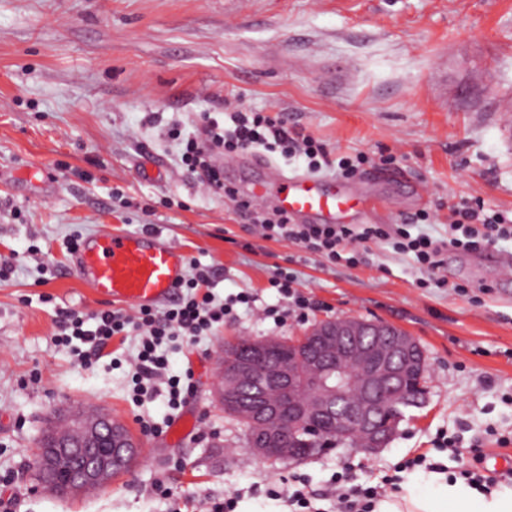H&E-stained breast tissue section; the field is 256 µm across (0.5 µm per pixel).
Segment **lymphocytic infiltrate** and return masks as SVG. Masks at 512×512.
<instances>
[{
	"mask_svg": "<svg viewBox=\"0 0 512 512\" xmlns=\"http://www.w3.org/2000/svg\"><path fill=\"white\" fill-rule=\"evenodd\" d=\"M230 126L218 121L206 120L181 140L180 160L184 166L197 173L208 190L232 196L226 188L217 168L211 164V151L233 153L237 151L278 152L282 157H301L310 172L318 173L336 169L339 175L348 177L359 172L367 163L366 155L331 159L327 147L312 137L301 133H290L286 120H274L261 112L233 108L229 116ZM454 222L453 238L436 240L426 234L411 235L405 227H386L380 224H293L288 216L279 215L276 220L254 225L253 233L262 238L278 237L303 245L306 249L325 255L330 261L341 260L348 246L369 240L391 242L394 249L413 254L427 271L442 267L441 255L447 248L470 250L480 241L512 237V225L502 219L486 223L483 238H476L473 221L479 220L483 209L462 201L452 206ZM214 273L209 268L196 269L192 278L183 281V293L171 306L154 310L139 309L131 315L120 309L105 310L86 316L79 312L60 309L55 323L61 335L80 340L86 346L85 358L101 357L113 337L134 336L138 339L134 358V379L137 394L155 390L158 385H167L171 401L181 396L180 380L170 375L169 363L158 349L165 341L183 336L196 340L198 336L213 331L215 325L223 323L233 312L234 303L251 304L247 295H237L235 302L215 303L206 288ZM398 476L383 478L381 484L366 488L350 485L344 474H336L328 489L335 498L340 512H373L376 503L385 497L388 489L396 488Z\"/></svg>",
	"mask_w": 512,
	"mask_h": 512,
	"instance_id": "lymphocytic-infiltrate-1",
	"label": "lymphocytic infiltrate"
}]
</instances>
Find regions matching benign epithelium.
I'll return each mask as SVG.
<instances>
[{"mask_svg":"<svg viewBox=\"0 0 512 512\" xmlns=\"http://www.w3.org/2000/svg\"><path fill=\"white\" fill-rule=\"evenodd\" d=\"M312 343L306 354L307 382L296 380L291 364L267 366V357L281 344L278 338L252 342L249 351L219 366L218 396L224 409L246 417L256 443L250 452L268 460L298 461L297 435L320 439L319 423L336 418L335 437L341 445L356 434L353 447L372 451L393 440L408 407L427 399L425 389L404 385L405 372L428 365L423 346L405 329L382 319L338 317L314 324L296 344ZM258 384L273 391L257 402L242 391ZM363 396L353 409H342L349 394ZM73 435H51L40 442L34 459L37 472L48 480L64 471L69 482L64 495H76L109 485L141 456L136 438L111 413L81 414L68 422Z\"/></svg>","mask_w":512,"mask_h":512,"instance_id":"1","label":"benign epithelium"}]
</instances>
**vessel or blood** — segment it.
Instances as JSON below:
<instances>
[{"label":"vessel or blood","instance_id":"obj_1","mask_svg":"<svg viewBox=\"0 0 512 512\" xmlns=\"http://www.w3.org/2000/svg\"><path fill=\"white\" fill-rule=\"evenodd\" d=\"M275 197L290 215L315 216L330 224L343 223L364 205L361 196L310 175L288 177L272 166L252 187V197ZM186 258L157 236L100 232L82 241L73 265L93 297L154 308L167 303L180 287Z\"/></svg>","mask_w":512,"mask_h":512}]
</instances>
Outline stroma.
Instances as JSON below:
<instances>
[{
  "label": "stroma",
  "mask_w": 512,
  "mask_h": 512,
  "mask_svg": "<svg viewBox=\"0 0 512 512\" xmlns=\"http://www.w3.org/2000/svg\"><path fill=\"white\" fill-rule=\"evenodd\" d=\"M274 116L333 153L393 156V179L350 178L365 196L357 224L418 218L411 234L448 233V205L478 200L512 217V0H0V502L19 512H204L233 494L235 512H289L295 479L325 489L336 473L369 487L424 455L457 475L439 448L456 435L478 467L512 485V285L496 260L512 239L445 253L446 287L412 256L368 243L357 263L250 234L228 199L178 165L171 130L192 131L225 102ZM154 232L211 267L222 300L254 309L211 335L168 345L170 372L190 374L177 410L166 392L133 401V339L83 364L58 345L55 313L111 309L71 265L69 243L98 231ZM285 269L310 299L305 318L262 316L281 301ZM340 316L380 318L426 349L430 394L372 453L354 448L301 462L244 446L214 388L225 343L300 336ZM104 408L138 438L141 461L106 488L45 492L34 451L67 409ZM199 420L186 439L167 428Z\"/></svg>",
  "instance_id": "obj_1"
}]
</instances>
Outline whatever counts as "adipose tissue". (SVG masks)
I'll return each instance as SVG.
<instances>
[{
	"label": "adipose tissue",
	"instance_id": "obj_1",
	"mask_svg": "<svg viewBox=\"0 0 512 512\" xmlns=\"http://www.w3.org/2000/svg\"><path fill=\"white\" fill-rule=\"evenodd\" d=\"M428 483L435 486L433 495L416 493L412 488L381 499L376 512H512V486L501 485L483 493L461 478L431 472Z\"/></svg>",
	"mask_w": 512,
	"mask_h": 512
}]
</instances>
